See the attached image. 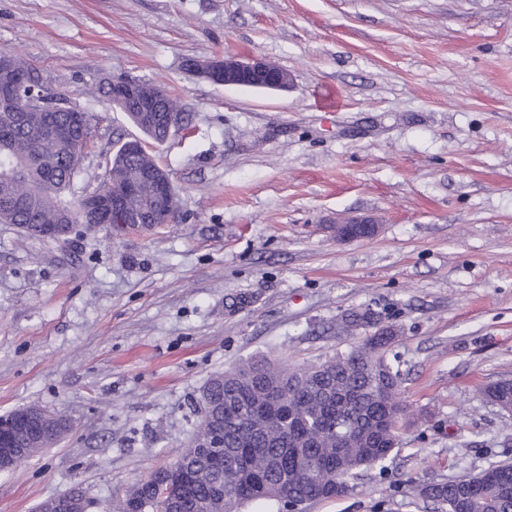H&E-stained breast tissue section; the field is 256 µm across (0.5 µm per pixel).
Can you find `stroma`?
<instances>
[{"label": "stroma", "mask_w": 512, "mask_h": 512, "mask_svg": "<svg viewBox=\"0 0 512 512\" xmlns=\"http://www.w3.org/2000/svg\"><path fill=\"white\" fill-rule=\"evenodd\" d=\"M0 49L92 117L70 193L139 131L101 80L164 87L178 212L67 246L0 224V415L30 403L67 437L0 472V512L82 488L90 512L174 461L207 381L265 357L300 369L396 330L400 449L305 512H437L416 486L512 463V0H0ZM258 55L288 89L222 86L191 59ZM373 237L342 241L341 216ZM336 224H338L336 225V236L340 239H344V237H349L352 239L368 238L374 235V232L371 228L363 225H371L373 230H375L373 222L366 217L353 216L347 218H338L336 220Z\"/></svg>", "instance_id": "obj_1"}]
</instances>
